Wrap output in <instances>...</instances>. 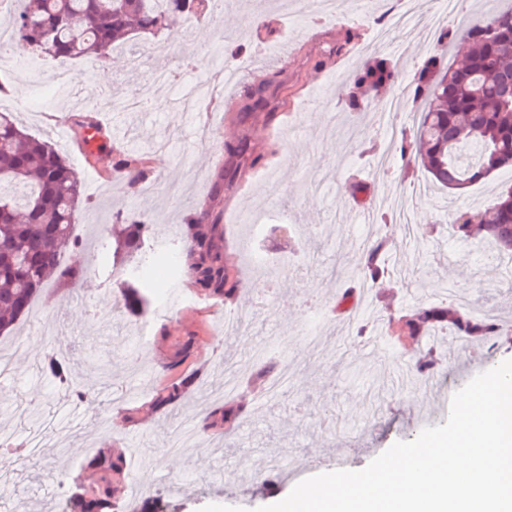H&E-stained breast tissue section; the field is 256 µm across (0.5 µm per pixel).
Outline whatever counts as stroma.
Listing matches in <instances>:
<instances>
[{
    "instance_id": "1",
    "label": "stroma",
    "mask_w": 512,
    "mask_h": 512,
    "mask_svg": "<svg viewBox=\"0 0 512 512\" xmlns=\"http://www.w3.org/2000/svg\"><path fill=\"white\" fill-rule=\"evenodd\" d=\"M430 32L408 34L395 27L398 0H375L361 15L353 0L347 12L312 27L309 0H272L255 11L249 0H225L223 9L180 20V40L167 33L140 35L150 48L147 69H166L196 57L223 60L237 52L250 69L235 92L217 89L194 110L179 102V87L160 89L140 111L120 106L114 86L126 82V63L84 59L59 63L35 59L30 48L10 42L0 51V112H9L32 135L54 145L83 185L74 234L79 248L67 249L64 265L77 268L74 284L49 281L28 314L5 334L0 348L15 350L14 376L0 382V427L14 439L0 449V512H59L60 503L94 488L99 457L124 456L127 483L114 488L136 512H199L209 504L256 508L284 499L301 480L338 468L359 470L398 441L415 439L427 426L445 423L453 394L475 375L512 359V266L487 259L492 244L464 240L444 216L454 207H484L512 185V167L461 189L442 191L416 152L422 101L415 75L438 63L455 66L457 46L447 31L507 8L512 0H472L470 13L440 20L442 0H417ZM173 51H165V44ZM379 61L397 76L380 91L360 88L364 66ZM100 89L92 109L76 112L69 101L40 90L41 73L59 67ZM277 77L269 108L249 107L251 88ZM398 101L396 134L389 137L377 106ZM119 123L123 140H105L103 173L95 175L75 144L60 141L56 129L73 131L96 120ZM169 139L166 167L152 159L155 144ZM248 141L260 166L241 161L232 186L222 173L229 164L224 145ZM141 152L146 177L131 185L114 175L119 156ZM370 211V223L358 220ZM150 226L143 254L117 265L105 243L116 217ZM215 225L217 242L236 287L224 299L201 294L183 281L150 282V305L133 315L120 304V267L141 259L189 258L180 237L191 220ZM271 225L264 252L255 255L247 238ZM384 243L385 278L369 279L367 244ZM461 310L495 320L491 336L457 337L451 323L411 336L399 329L419 305ZM242 314L234 336L219 329L225 315ZM70 345L71 374L87 398L79 409L86 424L56 458L29 456L30 424L21 412L43 413L45 436H53L59 382L42 370L49 353L47 332ZM196 334L192 357L167 372L184 336ZM319 338L309 347L308 334ZM140 353L137 368L126 367L128 346ZM233 362L238 386L224 397V365ZM186 384L176 404L154 400L171 377ZM232 405L230 424L203 433L204 447L167 457H145L143 448L169 435L181 417L199 407ZM112 422L111 435L93 428L96 418ZM290 442L288 466L241 471L210 457L253 448L267 457L281 439Z\"/></svg>"
}]
</instances>
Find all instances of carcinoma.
<instances>
[{"mask_svg": "<svg viewBox=\"0 0 512 512\" xmlns=\"http://www.w3.org/2000/svg\"><path fill=\"white\" fill-rule=\"evenodd\" d=\"M26 7L12 17L13 38L54 60L93 58L106 60L112 51L131 43L139 34L155 35L168 26L172 16L187 18L205 4L224 0H166L162 8L154 0H25ZM469 44L464 65L448 69L434 83L418 76V92L425 104L420 120L421 160L433 181L442 188L458 189L490 173L512 166V8L494 12L456 32ZM393 71L384 62L369 64L363 80L388 81ZM231 158H251L259 165L246 141L225 145ZM115 172L131 184L143 178V159L124 156ZM81 182L73 167L47 141L26 132L10 115L0 113V331L11 327L25 312L49 277L65 279L73 272L61 266V256L78 242L72 236ZM450 226L460 237L481 234L512 252V190H502L490 206L454 209ZM147 225L131 220L116 244L126 254L143 250ZM183 249L191 258L182 267L196 291L224 298L235 290L224 265V253L214 240V225L190 224ZM380 248L367 250L366 264L372 279L385 274ZM121 282L127 305L147 304L139 286L147 281L144 265L125 273ZM448 320V309L423 305L406 321L409 334ZM454 327L465 336H488L498 326L468 314L454 318ZM50 377L65 381L69 362L52 354L43 365ZM184 383L173 380L158 394L155 405L178 402ZM237 410L226 406L199 417L198 427L211 430L236 418ZM100 482L79 497L77 512H125L126 505L110 502L113 484L128 478L124 457L95 462Z\"/></svg>", "mask_w": 512, "mask_h": 512, "instance_id": "carcinoma-1", "label": "carcinoma"}]
</instances>
